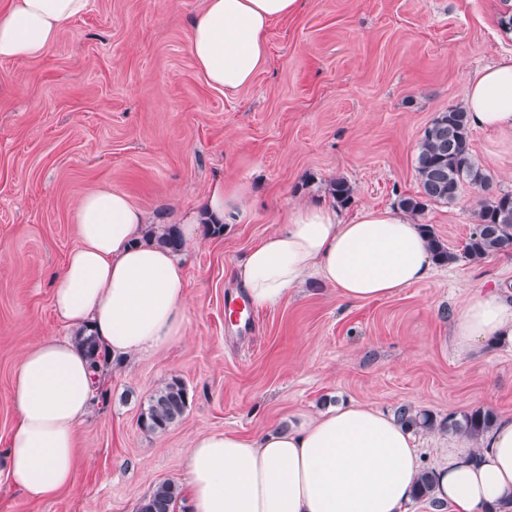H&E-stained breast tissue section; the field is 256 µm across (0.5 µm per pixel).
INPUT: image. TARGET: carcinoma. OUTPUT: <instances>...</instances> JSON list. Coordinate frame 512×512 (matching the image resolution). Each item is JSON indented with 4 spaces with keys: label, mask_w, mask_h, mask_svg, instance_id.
<instances>
[{
    "label": "carcinoma",
    "mask_w": 512,
    "mask_h": 512,
    "mask_svg": "<svg viewBox=\"0 0 512 512\" xmlns=\"http://www.w3.org/2000/svg\"><path fill=\"white\" fill-rule=\"evenodd\" d=\"M470 124L467 113L450 109L435 116L424 130L418 145L416 171L420 182V194L400 199V208L411 215L421 214L432 202H455L462 186L469 184L482 192L478 203L476 222L464 245V257L481 261L491 254L512 253V192L491 191L489 175L479 166L469 148ZM331 194L342 206L351 204V186L344 179L331 184ZM433 259L449 263L457 259L430 228H425ZM158 239L174 251L182 248V240L174 225H168ZM78 344L85 351L93 367H103L111 362V356L97 336L82 330L75 334ZM189 404V393L178 378L172 379L152 394L139 416L140 428L150 434H161L184 415ZM395 419L401 425L415 431L437 427L477 441L496 424V414L490 409L476 408L460 416L450 415L448 420L437 422L424 410L402 405L395 411ZM434 472L426 468L417 480V497L427 498L433 508H443V503L432 495ZM182 490L171 480L154 486L145 497L138 512H176Z\"/></svg>",
    "instance_id": "cac0c4a2"
}]
</instances>
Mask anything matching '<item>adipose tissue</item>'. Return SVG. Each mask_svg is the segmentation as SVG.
Returning <instances> with one entry per match:
<instances>
[{"label":"adipose tissue","mask_w":512,"mask_h":512,"mask_svg":"<svg viewBox=\"0 0 512 512\" xmlns=\"http://www.w3.org/2000/svg\"><path fill=\"white\" fill-rule=\"evenodd\" d=\"M89 0H9L0 10V60L43 56ZM299 0H206L191 24L189 50L208 83L233 94L268 64L266 34L294 15ZM472 127L512 136V58L478 71L466 86ZM245 186L214 183L191 222L232 223ZM79 239L55 275L56 316L91 327L112 356H147L184 334L186 280L177 253L148 235L144 212L126 195L99 190L73 212ZM434 271L428 237L404 211L364 207L340 219L332 206L293 208L286 224L245 255L237 273L258 309L278 305L307 278L348 302L389 298ZM451 342L467 353L493 342L512 346V299L474 289L452 317ZM101 381L71 339L49 337L13 374L17 419L0 473L28 498L46 500L76 478L75 435ZM423 463L410 431L360 406L335 407L295 429L256 438L196 436L184 458L189 512H403ZM434 496L451 512H487L512 501V419L498 421L479 448L449 449Z\"/></svg>","instance_id":"adipose-tissue-1"}]
</instances>
